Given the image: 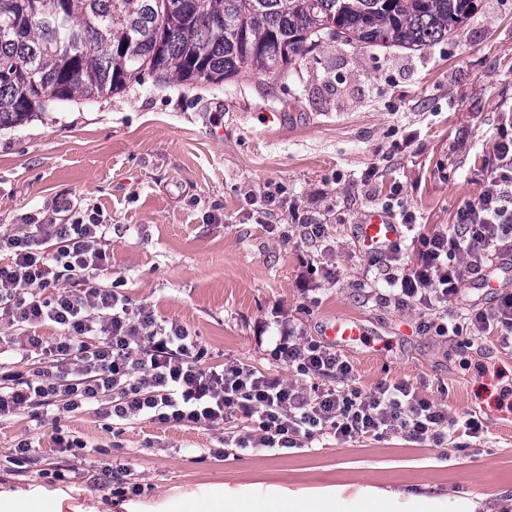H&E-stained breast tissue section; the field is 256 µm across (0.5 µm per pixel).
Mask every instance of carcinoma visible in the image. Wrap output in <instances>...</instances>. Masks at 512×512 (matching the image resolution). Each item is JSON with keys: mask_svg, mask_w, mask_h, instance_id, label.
<instances>
[{"mask_svg": "<svg viewBox=\"0 0 512 512\" xmlns=\"http://www.w3.org/2000/svg\"><path fill=\"white\" fill-rule=\"evenodd\" d=\"M475 0H0V130L55 101L124 92L148 73L219 84L281 73L325 35L360 48L426 47Z\"/></svg>", "mask_w": 512, "mask_h": 512, "instance_id": "carcinoma-1", "label": "carcinoma"}]
</instances>
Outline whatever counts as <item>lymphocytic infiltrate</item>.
<instances>
[{"label":"lymphocytic infiltrate","mask_w":512,"mask_h":512,"mask_svg":"<svg viewBox=\"0 0 512 512\" xmlns=\"http://www.w3.org/2000/svg\"><path fill=\"white\" fill-rule=\"evenodd\" d=\"M493 150L477 197L458 208L454 224L426 233L416 230L413 212H402L412 259L402 262L398 245L385 252L389 289L373 298L400 310L419 305L430 311L432 320L420 325L424 333L462 336L470 344L492 336L512 347L511 291L471 307L463 321L448 318L449 304L469 281L485 279L491 265L512 272L511 129L501 127ZM249 203L268 219L287 210L305 240L325 236L324 225L275 192L250 195ZM106 232L94 210L65 224L48 215L0 232V252L11 256L0 265V322L10 330L5 342L23 359L49 360L30 375L0 373V418L93 406L116 429L139 418L222 427L225 444L269 452L302 448L323 434L342 442L400 434L436 444L455 434L457 421L447 408L407 383L382 382L368 394L350 387L353 367L335 346L287 322L271 356L296 380L238 361L219 370L203 367L204 351L187 326L132 305L118 286L95 284L107 261ZM41 325L54 327L56 337L36 335ZM238 416L250 419V430H227Z\"/></svg>","instance_id":"obj_1"}]
</instances>
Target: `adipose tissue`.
<instances>
[{
	"label": "adipose tissue",
	"mask_w": 512,
	"mask_h": 512,
	"mask_svg": "<svg viewBox=\"0 0 512 512\" xmlns=\"http://www.w3.org/2000/svg\"><path fill=\"white\" fill-rule=\"evenodd\" d=\"M344 501L338 492L326 490L307 496H296L279 486L268 487L256 495L246 490L235 493L216 491L210 512H343Z\"/></svg>",
	"instance_id": "1"
}]
</instances>
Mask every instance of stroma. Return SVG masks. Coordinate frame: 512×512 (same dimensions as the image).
Here are the masks:
<instances>
[{"label": "stroma", "instance_id": "1", "mask_svg": "<svg viewBox=\"0 0 512 512\" xmlns=\"http://www.w3.org/2000/svg\"><path fill=\"white\" fill-rule=\"evenodd\" d=\"M475 4L448 39L421 50L360 49L327 36L278 76L245 70L219 85H182L145 74L124 93L33 114L0 130V228L42 219L62 202L97 208L111 256L98 284L118 283L133 304L186 325L208 367L237 360L289 381L269 355L278 321L317 339L328 323L357 319L370 341L345 352L352 387L410 383L457 419L478 418L482 441L462 430L439 447L400 435L345 443L324 435L303 450L218 459L211 451L224 436L205 425L142 420L116 433L91 410L41 426L22 412L0 420L1 494L58 492L62 512H164L175 498L203 510L215 486L260 493L284 478L296 492L344 487L348 512L369 487L443 504L472 493L479 512H512V415L474 370L484 362L512 376V349L491 337L466 348L422 334L427 310L381 306L359 289L385 282L358 224L370 211L405 208L425 232L453 223L477 196L512 113V0ZM278 187L326 226L324 241L289 226L285 242L262 225L246 198ZM303 253L321 285L311 299L296 286ZM57 426L82 448L59 452ZM22 440L35 462L16 473L6 458ZM60 465L68 481L43 478ZM109 465L124 466L142 494L121 500L99 486Z\"/></svg>", "mask_w": 512, "mask_h": 512}]
</instances>
